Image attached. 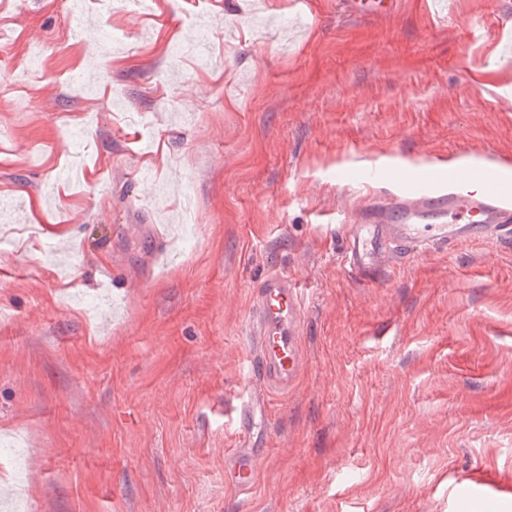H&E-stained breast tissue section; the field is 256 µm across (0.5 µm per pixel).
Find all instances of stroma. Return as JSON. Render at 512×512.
<instances>
[{"instance_id": "obj_1", "label": "stroma", "mask_w": 512, "mask_h": 512, "mask_svg": "<svg viewBox=\"0 0 512 512\" xmlns=\"http://www.w3.org/2000/svg\"><path fill=\"white\" fill-rule=\"evenodd\" d=\"M502 0H0V492L17 512H512V242L363 278L421 171L512 194ZM508 91L494 92V85ZM383 167L377 182L356 172ZM53 225L68 235L48 234ZM305 368L225 481L255 282Z\"/></svg>"}]
</instances>
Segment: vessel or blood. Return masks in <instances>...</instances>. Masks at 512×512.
Returning a JSON list of instances; mask_svg holds the SVG:
<instances>
[{"label": "vessel or blood", "mask_w": 512, "mask_h": 512, "mask_svg": "<svg viewBox=\"0 0 512 512\" xmlns=\"http://www.w3.org/2000/svg\"><path fill=\"white\" fill-rule=\"evenodd\" d=\"M418 182L415 194L400 196L390 208L368 206L360 222L348 226L344 261L351 271L371 277L427 250L512 239V196L439 171L422 174ZM301 324L296 280L278 271L260 278L248 324L256 388L231 409L239 450L227 461L226 474L238 490L257 480L255 450L269 440V390L288 389L302 371Z\"/></svg>", "instance_id": "vessel-or-blood-1"}]
</instances>
